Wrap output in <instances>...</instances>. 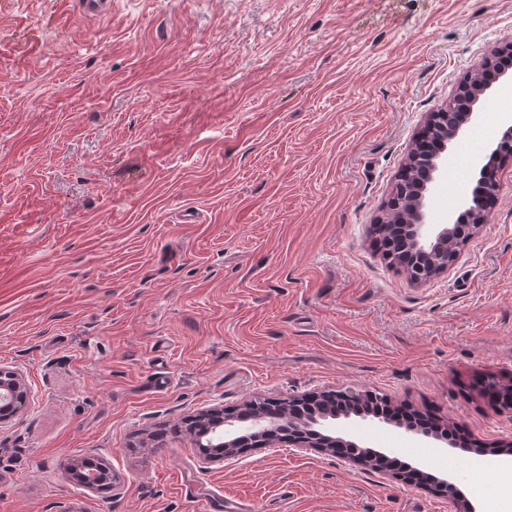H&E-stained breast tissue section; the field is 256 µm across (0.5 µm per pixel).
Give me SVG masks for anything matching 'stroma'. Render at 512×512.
I'll use <instances>...</instances> for the list:
<instances>
[{
    "instance_id": "1",
    "label": "stroma",
    "mask_w": 512,
    "mask_h": 512,
    "mask_svg": "<svg viewBox=\"0 0 512 512\" xmlns=\"http://www.w3.org/2000/svg\"><path fill=\"white\" fill-rule=\"evenodd\" d=\"M0 0V365L26 383L0 423V512H452L425 488L288 446L199 460L198 412L325 390L386 396L482 447L512 443V161L490 220L426 284L375 244L427 114L512 39V0ZM512 110V69L474 107L481 145ZM196 221H181L183 211ZM337 436L512 512L482 458L384 422ZM112 470L110 496L73 459Z\"/></svg>"
}]
</instances>
